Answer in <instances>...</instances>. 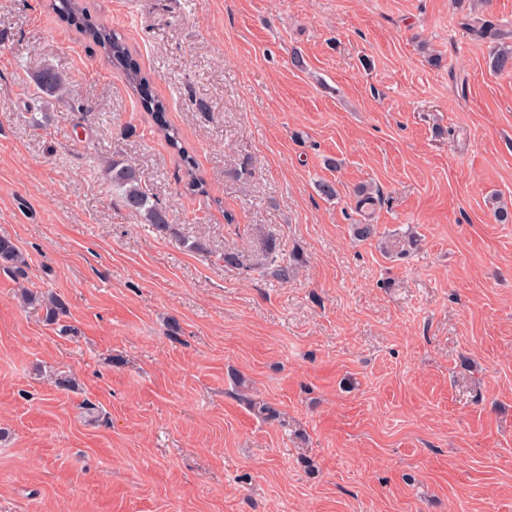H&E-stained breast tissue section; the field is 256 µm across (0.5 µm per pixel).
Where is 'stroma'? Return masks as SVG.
I'll use <instances>...</instances> for the list:
<instances>
[{
  "label": "stroma",
  "instance_id": "1",
  "mask_svg": "<svg viewBox=\"0 0 512 512\" xmlns=\"http://www.w3.org/2000/svg\"><path fill=\"white\" fill-rule=\"evenodd\" d=\"M85 4L204 190L49 0H0V237L29 262L0 269V512H512V0ZM49 6L59 18L97 46L113 66L123 71L130 87L139 95L141 107L151 116L168 145L180 155L187 176L186 188L203 192L204 185L196 174L194 157L182 146L179 131L167 122L164 101L149 92V78L142 74L124 38L103 22L92 23L80 0H51ZM36 83L49 96L63 94L67 88L66 76L53 66L43 64L36 72ZM107 175L112 180V186L119 190L120 198L126 209L143 216L147 224L158 231L170 228L169 216L166 209L151 201L147 190L140 182L136 169L121 161L108 164ZM266 261L268 273L278 281L288 282V280L294 277L295 272L293 266L288 262L287 257L276 249L273 243L268 248ZM21 298L24 304L34 309L40 308L45 310V320L49 322L55 323V321H58L60 317L65 316L67 313L68 304L59 296L44 298L26 289L22 293Z\"/></svg>",
  "mask_w": 512,
  "mask_h": 512
}]
</instances>
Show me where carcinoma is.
I'll return each mask as SVG.
<instances>
[{"mask_svg":"<svg viewBox=\"0 0 512 512\" xmlns=\"http://www.w3.org/2000/svg\"><path fill=\"white\" fill-rule=\"evenodd\" d=\"M49 6L59 18L97 46L112 65L123 71L130 87L139 95L141 107L151 116L168 145L180 155L187 176L186 188L192 192L204 191L203 182L196 174L194 157L182 146L179 131L167 122L164 101L149 92V78L142 74L124 38L103 22H91L82 0H50ZM491 68L499 71L512 68V47L498 49L492 57ZM36 83L49 96L62 94L67 88L66 76L47 64L38 68ZM106 173L112 180V186L119 190L126 209L143 216L146 223L159 231L170 228L167 210L151 201L132 165L114 161L108 164ZM266 261L268 273L278 281L286 282L294 277L293 266L276 246L268 248ZM27 265L28 260L21 249L12 240L0 237V267L19 273ZM21 298L24 304L45 310V320L49 322H55L67 313L68 304L59 296L44 298L26 290Z\"/></svg>","mask_w":512,"mask_h":512,"instance_id":"carcinoma-1","label":"carcinoma"}]
</instances>
